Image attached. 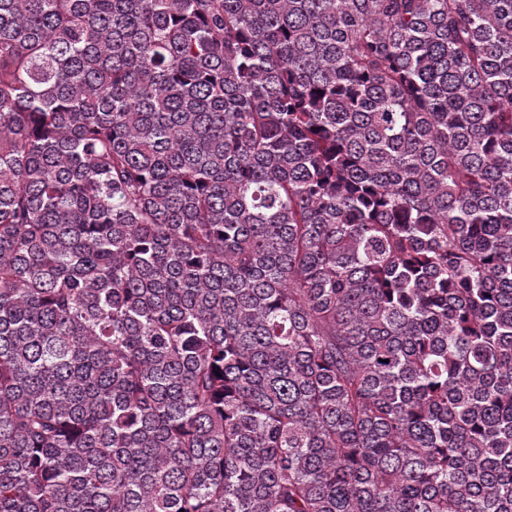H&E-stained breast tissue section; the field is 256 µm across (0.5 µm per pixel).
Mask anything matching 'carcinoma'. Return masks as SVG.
<instances>
[{
	"instance_id": "1",
	"label": "carcinoma",
	"mask_w": 512,
	"mask_h": 512,
	"mask_svg": "<svg viewBox=\"0 0 512 512\" xmlns=\"http://www.w3.org/2000/svg\"><path fill=\"white\" fill-rule=\"evenodd\" d=\"M0 512H512V0H0Z\"/></svg>"
}]
</instances>
